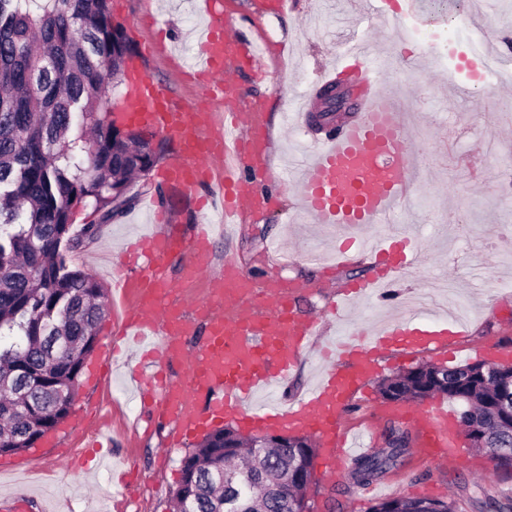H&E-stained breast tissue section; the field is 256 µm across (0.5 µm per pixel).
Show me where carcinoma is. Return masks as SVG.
<instances>
[{
	"label": "carcinoma",
	"mask_w": 512,
	"mask_h": 512,
	"mask_svg": "<svg viewBox=\"0 0 512 512\" xmlns=\"http://www.w3.org/2000/svg\"><path fill=\"white\" fill-rule=\"evenodd\" d=\"M134 53L109 0H0V455L24 452L70 415L78 378L91 356L103 295L69 254L95 240L99 224L71 232L74 206L88 200L100 224L129 209L134 176L148 174L165 151L112 122V89L124 86L122 61ZM90 139L68 138L73 123ZM87 166L72 164L75 152ZM384 400L442 396L460 405L467 434L482 438L496 471H512V374H490L480 362L441 369L423 363L379 383ZM224 431L204 437L182 459L171 492L173 512H294L289 466L296 448H244L254 483L249 498L222 493L214 473L234 458L220 448ZM409 432L393 425L385 448L356 457L353 484L378 481L408 452ZM368 512H456L453 500L397 497Z\"/></svg>",
	"instance_id": "obj_1"
}]
</instances>
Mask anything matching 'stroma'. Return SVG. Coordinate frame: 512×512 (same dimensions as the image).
<instances>
[{"mask_svg":"<svg viewBox=\"0 0 512 512\" xmlns=\"http://www.w3.org/2000/svg\"><path fill=\"white\" fill-rule=\"evenodd\" d=\"M354 2L285 0L272 10L266 0H223V11L236 19L238 32L260 40L264 53L260 66L267 69V77L258 80L245 70L239 83L244 98L260 100L267 113L272 178L264 188L272 199L265 212L226 225L202 265L218 271L226 256H234L246 274L298 283L301 316L324 314L322 328L297 369L274 389L285 406L302 397L331 366L322 352L341 334V323L331 313L337 294L379 276L390 257L352 246L346 261L313 262L298 251L302 242L327 252L337 246L335 237L317 225L282 221L300 203L294 186L279 176L289 159L310 154L313 142L326 133L309 126L286 129L283 115L332 68L349 38L372 42L387 75L385 90L419 105L413 137L433 144L435 163L397 216L407 227L402 249L420 253L422 263L410 273L385 279L376 296L355 304L351 317L365 335H372L384 323L402 319L407 299L429 279L442 276L452 285L454 313L465 323L462 334L449 336L444 345L386 350L377 356L374 372L352 393L343 419L346 434L364 435L375 451L384 447L390 421L377 391L382 378L425 362L448 367L472 362L496 344L512 347V51L503 48L504 33L512 31V0H458L460 9L478 22L471 31L469 52L478 62L471 76L490 75L478 90V101L470 103L450 94L448 71L454 63L444 41L429 47L414 38L399 39L395 31L370 26L356 14ZM109 5L135 53L141 54L148 76L182 101H201L202 87L188 80L185 71L197 55L203 12L178 0H110ZM176 151L175 141H168L135 190L140 200L156 199L168 215L166 232L182 236L196 222L199 198L215 194L216 185L207 183L190 198L162 184L160 173ZM94 223L99 226L96 239L71 253L70 263L92 275L105 295V316L86 362L87 367H99L100 378L80 379L68 419L49 440L21 453V460L38 463V471L0 473V512H12L11 501L20 494L32 501L34 512H170L181 461L194 446L190 439L173 443L172 427L158 420L130 384L131 375H139L148 392L158 372L177 380L181 371L163 370L133 347L110 350L125 326L123 310L111 297L112 278L125 245L154 229V217L136 204L103 225L92 205L75 209L73 231ZM89 415L110 442L106 455L86 445L78 420ZM350 465L343 460L330 473L315 464L314 512H367L378 499L396 497L451 499L456 512H478L476 502L487 493L512 500V475H483L484 455L467 450L456 462L432 461L423 456L417 438L405 460L372 488L349 483Z\"/></svg>","mask_w":512,"mask_h":512,"instance_id":"35a3bbf8","label":"stroma"}]
</instances>
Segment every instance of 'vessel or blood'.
<instances>
[{
  "mask_svg": "<svg viewBox=\"0 0 512 512\" xmlns=\"http://www.w3.org/2000/svg\"><path fill=\"white\" fill-rule=\"evenodd\" d=\"M234 28L228 18L223 34L210 32L198 39L196 77L206 103L176 99L141 70L126 100L131 117L146 118L153 132L180 145L161 174L164 183L189 196L213 178L231 188L233 200L224 207L228 224L242 211L263 210L269 200L263 188L268 177L265 109L238 98L236 75L253 55ZM346 54L363 66L358 117L318 141L315 151L295 167L302 212L340 232L393 224L422 171L421 150L409 133L408 102L383 90L384 73L368 43H354ZM211 240L212 221L206 214L188 235L154 232L129 251L139 274L113 280L114 292L127 305L134 340L158 338L160 362L186 367L183 383L161 384L160 418L173 423L181 439L229 417L255 428L305 430L322 442L325 467L337 470L346 396L375 366L369 346L341 342L339 356L349 360L348 369L328 371L293 406L246 408L251 395L287 380L321 322L300 321L292 309L293 289L277 278L257 282L231 263L219 274L204 273L200 263ZM434 323L431 313L420 310L386 326L380 338L400 344L420 341L425 327ZM407 417L419 430L428 458L454 454L455 422L446 409L435 406Z\"/></svg>",
  "mask_w": 512,
  "mask_h": 512,
  "instance_id": "obj_1",
  "label": "vessel or blood"
}]
</instances>
